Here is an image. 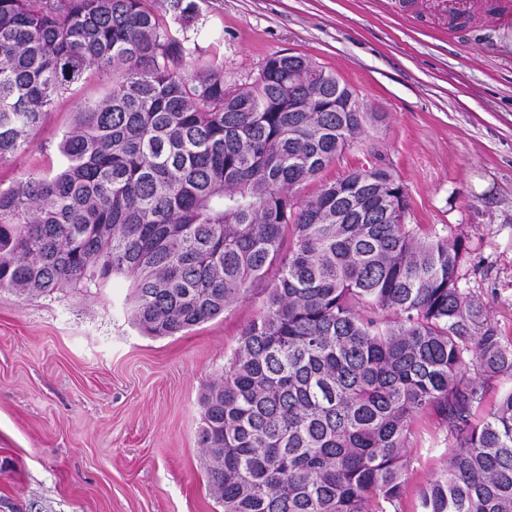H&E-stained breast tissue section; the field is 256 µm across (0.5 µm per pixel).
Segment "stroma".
Wrapping results in <instances>:
<instances>
[{
    "label": "stroma",
    "instance_id": "35a3bbf8",
    "mask_svg": "<svg viewBox=\"0 0 512 512\" xmlns=\"http://www.w3.org/2000/svg\"><path fill=\"white\" fill-rule=\"evenodd\" d=\"M188 32L216 47L239 84L274 54L311 58L384 113L300 193L379 151L408 193L406 224L463 240L461 288L512 336V0H196ZM109 85L89 72L56 101L0 187L57 170L84 102ZM130 282L88 293L0 289V512H224L198 446L200 397L219 378L262 296L191 330L144 335ZM434 411L414 424L408 493L448 458Z\"/></svg>",
    "mask_w": 512,
    "mask_h": 512
}]
</instances>
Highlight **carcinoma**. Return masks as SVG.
Wrapping results in <instances>:
<instances>
[{
	"mask_svg": "<svg viewBox=\"0 0 512 512\" xmlns=\"http://www.w3.org/2000/svg\"><path fill=\"white\" fill-rule=\"evenodd\" d=\"M0 0V164L90 70L108 92L60 142L64 168L0 189V288L29 294L130 279L149 336L213 320L276 269L198 444L224 512H403L412 424H445L448 464L415 512H512V336L460 288L463 243L384 214L386 164L316 178L380 112L303 57L245 87L187 35L195 0ZM294 97L303 112L288 111Z\"/></svg>",
	"mask_w": 512,
	"mask_h": 512,
	"instance_id": "carcinoma-1",
	"label": "carcinoma"
}]
</instances>
